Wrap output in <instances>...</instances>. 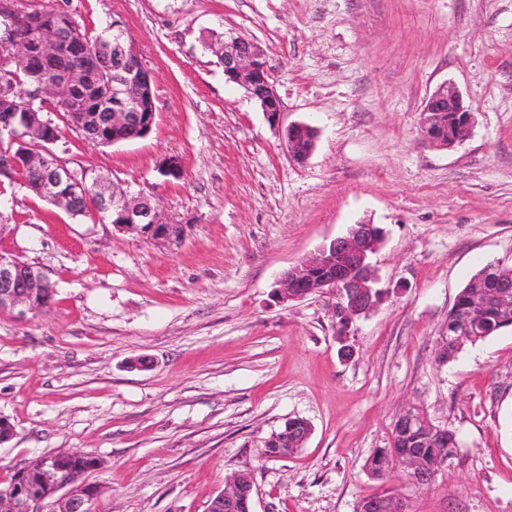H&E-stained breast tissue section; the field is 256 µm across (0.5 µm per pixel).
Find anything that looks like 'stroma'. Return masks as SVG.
<instances>
[{
    "label": "stroma",
    "mask_w": 512,
    "mask_h": 512,
    "mask_svg": "<svg viewBox=\"0 0 512 512\" xmlns=\"http://www.w3.org/2000/svg\"><path fill=\"white\" fill-rule=\"evenodd\" d=\"M17 5L125 22L153 76L151 133L95 146L67 128L54 151L153 197L186 233L147 241L7 188L0 251L55 295L48 312L0 314V416L14 428L0 483L76 449L98 461L94 512H206L240 471L253 512H356L387 488L412 512H512V329L438 355L470 278L512 266V0ZM231 35L265 51L283 124L317 128L305 163L207 49ZM446 82L475 124L439 149L418 123ZM169 157L182 179L158 174ZM359 222L385 232L372 263L388 295L352 325L344 360L335 292L280 306L272 291ZM411 403L458 443L453 469L420 488L365 467ZM291 417L311 425L303 450L263 458Z\"/></svg>",
    "instance_id": "35a3bbf8"
}]
</instances>
